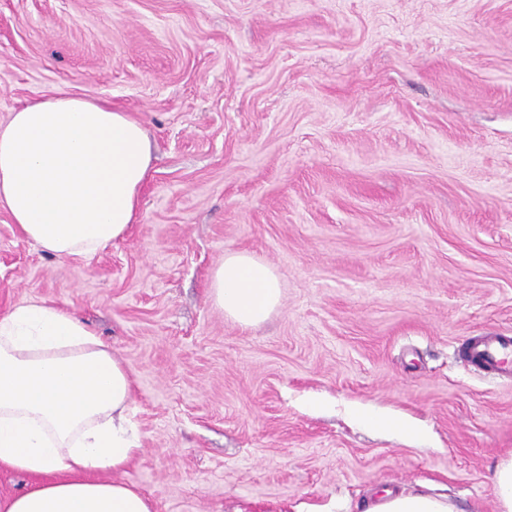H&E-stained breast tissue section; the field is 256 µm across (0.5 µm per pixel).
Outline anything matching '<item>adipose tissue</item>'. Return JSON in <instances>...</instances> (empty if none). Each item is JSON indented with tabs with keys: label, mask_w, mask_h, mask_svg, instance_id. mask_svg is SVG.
<instances>
[{
	"label": "adipose tissue",
	"mask_w": 512,
	"mask_h": 512,
	"mask_svg": "<svg viewBox=\"0 0 512 512\" xmlns=\"http://www.w3.org/2000/svg\"><path fill=\"white\" fill-rule=\"evenodd\" d=\"M151 163L139 121L60 89L0 123V204L45 255L88 259L128 232ZM209 297L253 328L280 307V278L231 251L211 273ZM131 401L127 368L74 313L31 299L0 314V467L38 479L0 512H155L121 478L141 447ZM367 512L456 509L428 493L389 492Z\"/></svg>",
	"instance_id": "obj_1"
}]
</instances>
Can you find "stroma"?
<instances>
[{
    "label": "stroma",
    "mask_w": 512,
    "mask_h": 512,
    "mask_svg": "<svg viewBox=\"0 0 512 512\" xmlns=\"http://www.w3.org/2000/svg\"><path fill=\"white\" fill-rule=\"evenodd\" d=\"M59 88L140 121L153 168L87 262L0 205V312L47 300L122 360L123 480L157 512H497L512 377L462 349L512 336V0H0V122ZM236 250L282 282L251 330L209 298ZM365 512H457L448 498L428 493L394 495L387 491L378 504Z\"/></svg>",
    "instance_id": "1"
}]
</instances>
